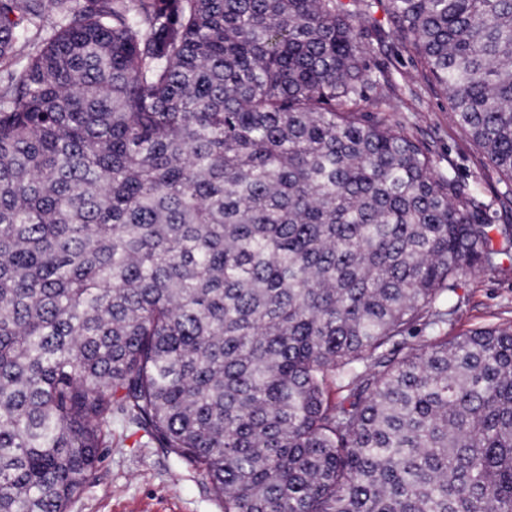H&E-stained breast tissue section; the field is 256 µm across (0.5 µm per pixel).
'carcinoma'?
<instances>
[{
    "label": "carcinoma",
    "instance_id": "carcinoma-1",
    "mask_svg": "<svg viewBox=\"0 0 512 512\" xmlns=\"http://www.w3.org/2000/svg\"><path fill=\"white\" fill-rule=\"evenodd\" d=\"M371 8L0 0V512H70L115 415L224 512H512V324L436 335L512 224L397 130ZM385 12L511 196L512 0Z\"/></svg>",
    "mask_w": 512,
    "mask_h": 512
}]
</instances>
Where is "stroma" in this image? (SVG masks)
<instances>
[{
    "mask_svg": "<svg viewBox=\"0 0 512 512\" xmlns=\"http://www.w3.org/2000/svg\"><path fill=\"white\" fill-rule=\"evenodd\" d=\"M371 71L386 68V92L404 134L424 142L438 170L455 172L466 188L486 196L503 190L499 175L467 132L450 119L444 92L409 59L391 35L370 36ZM462 303L443 333L454 336L482 325L512 323V274L483 272L461 279ZM71 512H224L202 472L180 467L173 454L157 448L140 431L112 422V445L104 449L93 482Z\"/></svg>",
    "mask_w": 512,
    "mask_h": 512,
    "instance_id": "1",
    "label": "stroma"
}]
</instances>
